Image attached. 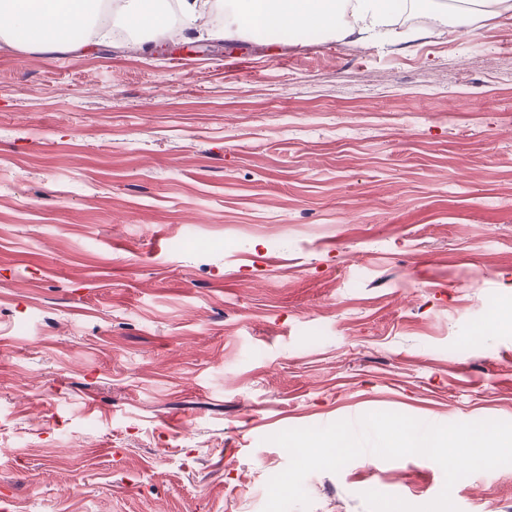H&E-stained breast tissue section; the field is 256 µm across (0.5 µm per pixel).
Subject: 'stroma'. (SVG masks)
I'll return each mask as SVG.
<instances>
[{
    "label": "stroma",
    "instance_id": "stroma-1",
    "mask_svg": "<svg viewBox=\"0 0 512 512\" xmlns=\"http://www.w3.org/2000/svg\"><path fill=\"white\" fill-rule=\"evenodd\" d=\"M0 41V512H262L277 432L512 422V17ZM78 492H71V485ZM426 504L433 460L304 481ZM459 512H512V471Z\"/></svg>",
    "mask_w": 512,
    "mask_h": 512
}]
</instances>
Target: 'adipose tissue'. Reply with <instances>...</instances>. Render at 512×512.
<instances>
[{
	"label": "adipose tissue",
	"instance_id": "obj_1",
	"mask_svg": "<svg viewBox=\"0 0 512 512\" xmlns=\"http://www.w3.org/2000/svg\"><path fill=\"white\" fill-rule=\"evenodd\" d=\"M97 0H0V39L42 51L77 52L73 27H90ZM408 0H226L229 26L258 34L293 29L335 31L339 38L363 36L390 28ZM120 20L132 28L150 29L164 37L167 16L152 0H119Z\"/></svg>",
	"mask_w": 512,
	"mask_h": 512
}]
</instances>
